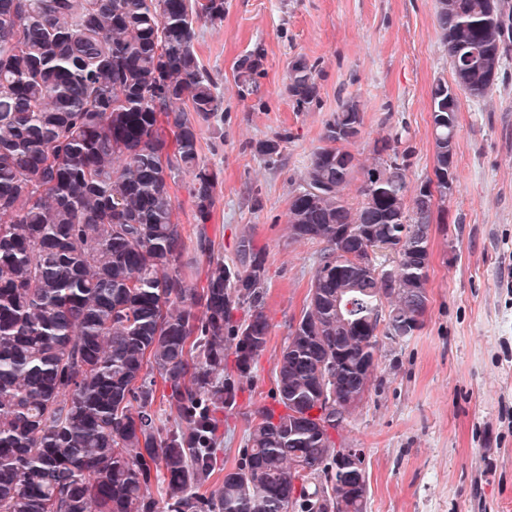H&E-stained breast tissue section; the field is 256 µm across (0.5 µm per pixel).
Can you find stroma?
<instances>
[{
	"instance_id": "obj_1",
	"label": "stroma",
	"mask_w": 512,
	"mask_h": 512,
	"mask_svg": "<svg viewBox=\"0 0 512 512\" xmlns=\"http://www.w3.org/2000/svg\"><path fill=\"white\" fill-rule=\"evenodd\" d=\"M436 9L437 0H224L223 20L196 28L223 110L197 126L201 160L219 177L210 249L196 242L186 176L175 190L184 270L201 286L210 259L236 264L249 241L265 257L270 320L236 406L218 414L211 484L240 458L258 410L276 406V364L322 249L291 238L288 208L326 121L358 101L362 134L348 149L359 169L388 140L409 195L434 175L431 90L452 78ZM298 61L316 84L306 103L287 91ZM456 121L455 189L434 206L422 325L380 336L370 388L331 435L364 452L367 512H512V49L485 97L459 95ZM276 138L279 154L265 155Z\"/></svg>"
}]
</instances>
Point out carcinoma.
I'll use <instances>...</instances> for the list:
<instances>
[{
	"label": "carcinoma",
	"mask_w": 512,
	"mask_h": 512,
	"mask_svg": "<svg viewBox=\"0 0 512 512\" xmlns=\"http://www.w3.org/2000/svg\"><path fill=\"white\" fill-rule=\"evenodd\" d=\"M224 0H0V512H366V471L336 457L330 431L362 401L379 326L410 336L427 308L429 252L410 250L432 215L407 200L404 165L377 147L361 201L345 148L362 133L343 103L291 197L293 238L322 244L308 309L277 363L282 411H259L238 465L208 491L217 412L236 402L224 375L266 349L264 257L183 273L184 225L169 180L191 176L195 223L211 218L217 175L200 160L198 120L222 110L195 49ZM452 82L431 91L434 175L455 151L457 92L484 97L512 43L499 0H438ZM288 93L314 97L298 64ZM398 268L361 264L373 242ZM246 306L249 317L230 321ZM162 394H157V385ZM317 411L315 417L308 416Z\"/></svg>",
	"instance_id": "carcinoma-1"
}]
</instances>
